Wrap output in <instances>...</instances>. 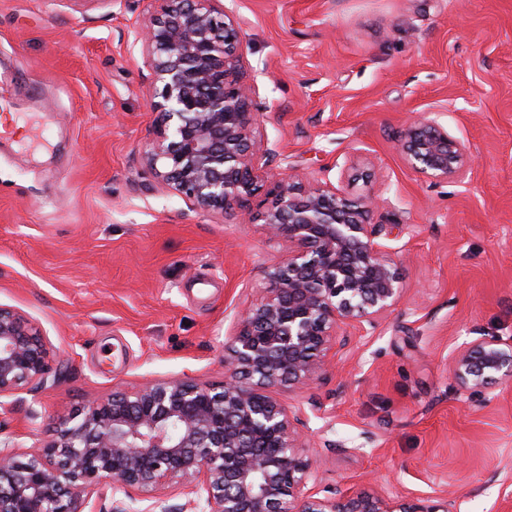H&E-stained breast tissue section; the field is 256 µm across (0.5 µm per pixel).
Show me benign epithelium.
<instances>
[{
  "label": "benign epithelium",
  "mask_w": 512,
  "mask_h": 512,
  "mask_svg": "<svg viewBox=\"0 0 512 512\" xmlns=\"http://www.w3.org/2000/svg\"><path fill=\"white\" fill-rule=\"evenodd\" d=\"M136 33L151 58L156 114L144 160L158 185L226 220L260 221L285 254L267 272L260 300L240 315L225 345L224 382L150 381L116 391L59 419L54 438L19 459L0 438V512H95L84 491L112 481L111 512H442L378 491L319 497L298 452L306 411L276 390L310 387L349 343L343 325L375 326L397 303L400 274L379 239L402 224H372L376 201L335 186L273 173L258 138L260 113L243 82L244 45L223 0H157ZM407 163L436 184L461 180L468 147L439 116L402 131ZM459 389L483 396L512 381V339L479 337L448 360ZM57 377L40 330L0 306V396ZM190 488L174 507L139 492Z\"/></svg>",
  "instance_id": "obj_1"
}]
</instances>
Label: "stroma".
Masks as SVG:
<instances>
[{"label":"stroma","instance_id":"35a3bbf8","mask_svg":"<svg viewBox=\"0 0 512 512\" xmlns=\"http://www.w3.org/2000/svg\"><path fill=\"white\" fill-rule=\"evenodd\" d=\"M265 146L296 181L371 196L401 296L325 379L302 456L319 491L441 512H512V382L461 393L450 355L512 339V0H234ZM156 0H0V305L41 331L59 378L0 396L22 448L60 416L151 380H224V344L280 256L262 224L193 210L142 155L153 90L135 33ZM440 113L472 153L433 184L398 145Z\"/></svg>","mask_w":512,"mask_h":512}]
</instances>
